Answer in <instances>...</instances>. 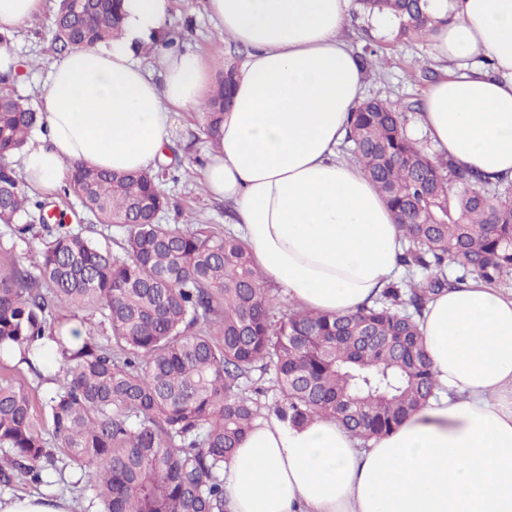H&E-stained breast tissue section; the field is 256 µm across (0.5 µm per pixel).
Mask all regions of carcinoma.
I'll return each instance as SVG.
<instances>
[{
    "mask_svg": "<svg viewBox=\"0 0 512 512\" xmlns=\"http://www.w3.org/2000/svg\"><path fill=\"white\" fill-rule=\"evenodd\" d=\"M398 20L397 37L423 39L439 20L427 0H359ZM119 0H59L52 54L120 35ZM236 68L203 106L215 142ZM40 113L0 92V226L24 241L38 219V261L0 271V360L13 348L62 353L35 401L19 379H0V484L49 483L59 464L89 470L99 512H224V463L272 408L299 425L334 419L363 443L389 434L434 396L419 316L430 296L470 275L512 279V182L482 180L407 135L401 107L367 99L353 109L349 160L372 180L402 233L408 274L373 305L326 315L291 305L280 315L245 242L209 224H163L171 206L153 172L71 165L75 194L94 222L48 223L5 159L20 153ZM124 230L115 247L91 234ZM459 271L448 280L445 268ZM428 272L423 280L413 271ZM65 305L70 313L61 314ZM100 316L105 336L66 346L78 312ZM274 401H269V396Z\"/></svg>",
    "mask_w": 512,
    "mask_h": 512,
    "instance_id": "obj_1",
    "label": "carcinoma"
}]
</instances>
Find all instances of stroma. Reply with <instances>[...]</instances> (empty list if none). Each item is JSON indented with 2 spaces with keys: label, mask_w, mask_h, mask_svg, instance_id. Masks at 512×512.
<instances>
[{
  "label": "stroma",
  "mask_w": 512,
  "mask_h": 512,
  "mask_svg": "<svg viewBox=\"0 0 512 512\" xmlns=\"http://www.w3.org/2000/svg\"><path fill=\"white\" fill-rule=\"evenodd\" d=\"M57 5L58 0H45L42 12L7 38L20 63V77L9 83L7 89L37 110L42 109L47 90V73L52 61L47 46ZM348 14L344 36L354 51L374 43L381 47L385 58L382 71L367 72L366 96L379 95L401 104L408 129H415L423 94L442 71L432 58L429 40L405 42L397 39L392 31L383 36L376 34L370 14L362 9L358 0H349ZM167 27L180 33L186 46L209 61L212 78L221 77L226 64H243L248 56L246 47L220 38L204 0H174ZM203 123V116L198 112L180 111L173 115L167 155L154 166L164 188L177 202L176 208L162 214V222L222 225L229 221V205L207 196L199 182V172L208 152ZM32 493L67 498L72 512H94L89 506V492L67 482L38 487L18 478L10 486H0V498Z\"/></svg>",
  "instance_id": "1"
}]
</instances>
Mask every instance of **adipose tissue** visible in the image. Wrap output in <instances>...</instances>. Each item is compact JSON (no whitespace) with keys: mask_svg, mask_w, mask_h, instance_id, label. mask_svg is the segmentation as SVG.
I'll list each match as a JSON object with an SVG mask.
<instances>
[{"mask_svg":"<svg viewBox=\"0 0 512 512\" xmlns=\"http://www.w3.org/2000/svg\"><path fill=\"white\" fill-rule=\"evenodd\" d=\"M173 0H121L122 33L55 57L42 132L19 170L52 194L69 165L149 169L172 114L201 111L209 66L164 26ZM429 39L453 71L419 125L440 154L512 180V0H430ZM248 57L201 171L264 283L328 315L372 304L398 268L401 231L360 167L339 158L366 71L343 37L348 0H206ZM152 45L148 64L134 59ZM420 331L438 396L362 446L332 419L269 415L224 467L227 512H512V293L477 278L433 296Z\"/></svg>","mask_w":512,"mask_h":512,"instance_id":"obj_1","label":"adipose tissue"}]
</instances>
